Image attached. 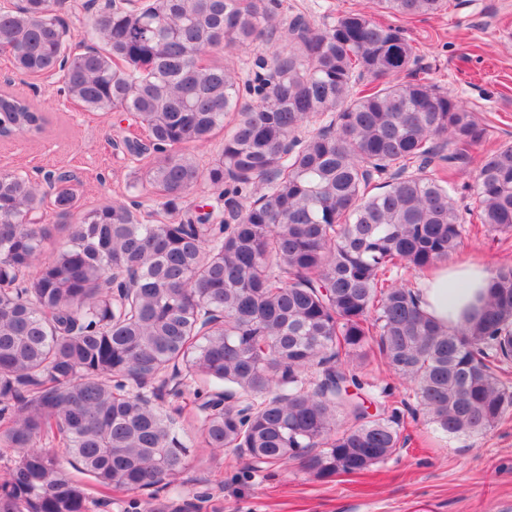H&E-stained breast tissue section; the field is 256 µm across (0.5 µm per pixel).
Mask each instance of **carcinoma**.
Here are the masks:
<instances>
[{
    "label": "carcinoma",
    "instance_id": "cac0c4a2",
    "mask_svg": "<svg viewBox=\"0 0 512 512\" xmlns=\"http://www.w3.org/2000/svg\"><path fill=\"white\" fill-rule=\"evenodd\" d=\"M374 2L404 17L447 6ZM60 3L1 8L0 51L86 112L133 114L146 140L125 147L169 219L141 222L136 201L80 211L68 172L49 191L0 173V512H91L177 474L182 408L146 391L168 376L175 401L193 396L205 447L299 460L320 479L405 443L391 389L376 398L357 373L375 353L448 435L512 414V264L452 330L393 277L450 259L473 230L512 232V144L479 159L466 226L455 177L485 131L413 75L400 27L296 14L280 48L271 0H111L76 35ZM252 48L261 72L244 76L231 58ZM46 123L0 93V137ZM218 130L204 168L185 149ZM204 182L216 205L185 209ZM49 220L68 238L40 264Z\"/></svg>",
    "mask_w": 512,
    "mask_h": 512
}]
</instances>
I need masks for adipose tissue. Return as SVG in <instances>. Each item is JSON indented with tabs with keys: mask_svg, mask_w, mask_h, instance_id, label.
<instances>
[{
	"mask_svg": "<svg viewBox=\"0 0 512 512\" xmlns=\"http://www.w3.org/2000/svg\"><path fill=\"white\" fill-rule=\"evenodd\" d=\"M490 278L488 268L471 260L440 263L415 289L419 306L442 328L458 327L479 312Z\"/></svg>",
	"mask_w": 512,
	"mask_h": 512,
	"instance_id": "adipose-tissue-1",
	"label": "adipose tissue"
}]
</instances>
